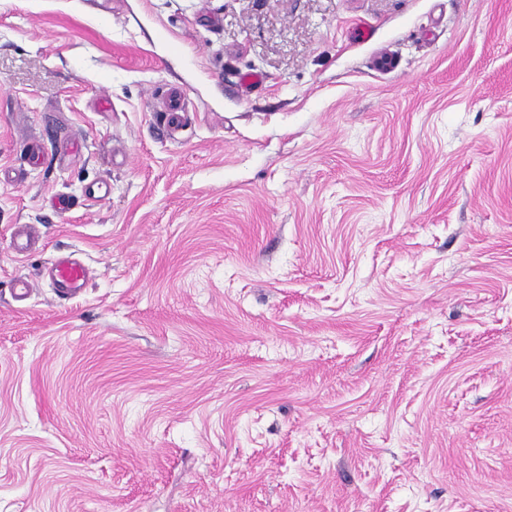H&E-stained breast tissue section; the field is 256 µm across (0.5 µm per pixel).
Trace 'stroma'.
I'll use <instances>...</instances> for the list:
<instances>
[{
	"label": "stroma",
	"instance_id": "1",
	"mask_svg": "<svg viewBox=\"0 0 512 512\" xmlns=\"http://www.w3.org/2000/svg\"><path fill=\"white\" fill-rule=\"evenodd\" d=\"M0 512H512V0H0ZM51 276L65 298L78 295L89 280L82 263L70 256L61 257L54 263Z\"/></svg>",
	"mask_w": 512,
	"mask_h": 512
}]
</instances>
